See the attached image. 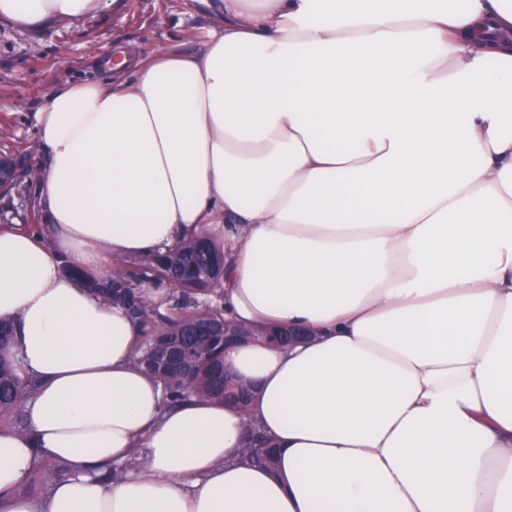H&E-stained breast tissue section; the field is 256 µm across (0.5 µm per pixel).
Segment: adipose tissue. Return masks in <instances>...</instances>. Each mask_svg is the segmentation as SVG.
<instances>
[{
    "instance_id": "ef3b65f1",
    "label": "adipose tissue",
    "mask_w": 512,
    "mask_h": 512,
    "mask_svg": "<svg viewBox=\"0 0 512 512\" xmlns=\"http://www.w3.org/2000/svg\"><path fill=\"white\" fill-rule=\"evenodd\" d=\"M103 66L35 115L53 244L0 231L36 383L0 512H512V0H224L200 51ZM191 238L224 246L225 317L311 333L225 348L245 411L168 407L138 326L61 271ZM252 425L274 468L237 463ZM42 462L66 472L21 494Z\"/></svg>"
}]
</instances>
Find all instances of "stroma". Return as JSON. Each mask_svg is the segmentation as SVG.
Segmentation results:
<instances>
[{
	"instance_id": "stroma-1",
	"label": "stroma",
	"mask_w": 512,
	"mask_h": 512,
	"mask_svg": "<svg viewBox=\"0 0 512 512\" xmlns=\"http://www.w3.org/2000/svg\"><path fill=\"white\" fill-rule=\"evenodd\" d=\"M223 0H119L75 20L23 28L0 18V152L44 161L34 114L55 89L102 78L100 61L115 47L141 57L153 49L195 52L223 16Z\"/></svg>"
}]
</instances>
